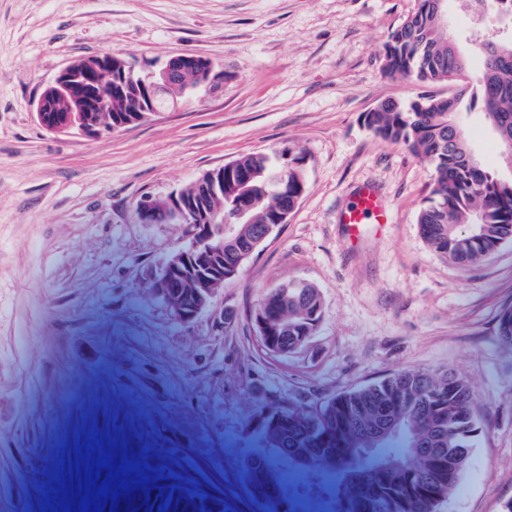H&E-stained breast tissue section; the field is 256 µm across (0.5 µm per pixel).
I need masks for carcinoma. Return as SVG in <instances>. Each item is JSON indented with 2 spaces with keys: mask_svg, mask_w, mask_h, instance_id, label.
Returning <instances> with one entry per match:
<instances>
[{
  "mask_svg": "<svg viewBox=\"0 0 512 512\" xmlns=\"http://www.w3.org/2000/svg\"><path fill=\"white\" fill-rule=\"evenodd\" d=\"M483 70L468 85L463 55L448 43L432 0H417L412 20L384 44L383 70L424 88L406 104L385 102L365 116L370 130L402 143L433 168L421 234L436 254L468 266L512 242V180L468 162L470 143L463 118L425 88L461 85L469 106L481 104L487 125L512 142V37L482 41ZM238 164L255 173L256 224L271 205L267 174L282 171L268 156L250 154ZM280 300L272 316L288 324V347L307 341L322 315L317 288H273ZM499 339L512 349V307L499 317ZM468 382L448 369L407 370L338 394L316 408L272 407L252 418L262 451L249 457L242 475L265 512H309V493L294 491L288 474L321 477V512H436L465 475L482 425ZM285 422H273L277 416ZM430 448H446L453 460L434 468ZM229 512L220 491L206 490L173 469L139 480L116 501V512Z\"/></svg>",
  "mask_w": 512,
  "mask_h": 512,
  "instance_id": "obj_1",
  "label": "carcinoma"
}]
</instances>
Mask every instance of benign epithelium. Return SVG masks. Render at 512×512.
Returning a JSON list of instances; mask_svg holds the SVG:
<instances>
[{
	"instance_id": "benign-epithelium-1",
	"label": "benign epithelium",
	"mask_w": 512,
	"mask_h": 512,
	"mask_svg": "<svg viewBox=\"0 0 512 512\" xmlns=\"http://www.w3.org/2000/svg\"><path fill=\"white\" fill-rule=\"evenodd\" d=\"M194 74L191 90H211L224 82V72L205 56L183 53L169 58L158 69L141 74L119 53L78 59L64 67L42 90L33 107L40 125L48 132L65 136L77 130L96 137L105 130L136 124L159 111L155 103L160 89H177L182 76ZM139 93L128 99L130 87ZM61 98L64 111L46 117L49 102ZM123 103V115L112 117V103ZM254 174L232 161L202 174L193 182L194 191L184 188L167 195H145L137 203L141 224L177 222L189 228L188 244L172 252L153 284L155 293L170 305L174 317L188 322L211 304L214 287L234 277L242 261L250 257L281 224L288 220L303 190L288 191L285 175H273L271 193L279 204L268 215L264 229L245 240L236 261H224V241L239 240L241 224L254 223L252 200ZM228 197L231 209L213 208L210 202Z\"/></svg>"
}]
</instances>
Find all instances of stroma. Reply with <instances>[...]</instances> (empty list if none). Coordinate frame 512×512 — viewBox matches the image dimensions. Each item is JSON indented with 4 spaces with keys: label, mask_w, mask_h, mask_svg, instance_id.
Instances as JSON below:
<instances>
[{
    "label": "stroma",
    "mask_w": 512,
    "mask_h": 512,
    "mask_svg": "<svg viewBox=\"0 0 512 512\" xmlns=\"http://www.w3.org/2000/svg\"><path fill=\"white\" fill-rule=\"evenodd\" d=\"M416 0H0V512H64L97 436L142 475L171 468L263 512L242 476L251 417L315 407L407 369L449 368L475 393L483 431L438 512H504L512 502V243L462 266L433 253L418 214L433 170L375 135L367 112L418 87L386 76L389 34ZM449 28L470 75L482 61L461 0ZM119 52L142 72L193 52L224 84L96 137L56 136L32 109L70 62ZM466 132L484 168L511 177L482 110ZM305 156L306 190L192 321L152 284L185 225L142 224V196L189 186L243 155ZM374 186L389 220L351 239L341 215ZM305 281L322 319L300 350L260 338L264 294Z\"/></svg>",
    "instance_id": "1"
}]
</instances>
